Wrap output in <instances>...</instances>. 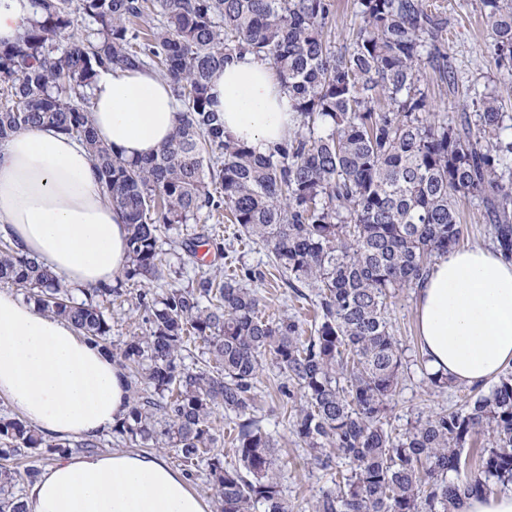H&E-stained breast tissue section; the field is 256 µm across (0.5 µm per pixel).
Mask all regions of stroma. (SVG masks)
<instances>
[{"label":"stroma","instance_id":"obj_1","mask_svg":"<svg viewBox=\"0 0 512 512\" xmlns=\"http://www.w3.org/2000/svg\"><path fill=\"white\" fill-rule=\"evenodd\" d=\"M430 2L448 21V55L456 69L460 89L454 93L435 86V76L430 71L426 72L425 78L432 85L437 110L447 113L449 121L453 122L463 110L462 87L472 83L493 85L501 81L503 75L486 50L490 32L475 8V0ZM162 241L164 249L177 253L181 259L179 271L167 275L166 283L187 287L195 285L198 271L202 268L220 276L232 263L254 266L266 273L258 290L264 297L267 315L275 317L288 313L305 321L312 320L311 302L295 299L291 290L282 284L269 252L240 238L237 225L228 222L225 216L217 214L189 221L187 227L177 226L165 233ZM388 317L404 355L402 385L389 413L393 427L401 431L417 416L461 407L463 391L454 386L443 390L430 388L415 364L420 354V340L413 290L400 292L391 299ZM280 381L277 368L266 367L258 390L257 414L280 442V476L292 512H312V505L326 477L315 465L308 449L292 433L286 419L274 411Z\"/></svg>","mask_w":512,"mask_h":512}]
</instances>
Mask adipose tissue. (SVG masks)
<instances>
[{"mask_svg":"<svg viewBox=\"0 0 512 512\" xmlns=\"http://www.w3.org/2000/svg\"><path fill=\"white\" fill-rule=\"evenodd\" d=\"M211 107L224 129L257 153L297 121L276 70L247 55L217 70ZM179 104L152 71L102 70L91 89L97 138L127 159L154 155L177 125ZM86 148L26 127L0 143V233L76 288L110 285L127 260L128 231L106 200ZM422 350L431 371L483 385L512 367V258L496 248L453 249L416 290ZM119 365L66 321L0 290V397L55 439L96 438L126 413ZM29 512H211L207 499L158 453L67 454L28 484Z\"/></svg>","mask_w":512,"mask_h":512,"instance_id":"adipose-tissue-1","label":"adipose tissue"}]
</instances>
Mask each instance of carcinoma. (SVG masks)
<instances>
[{
	"instance_id": "cac0c4a2",
	"label": "carcinoma",
	"mask_w": 512,
	"mask_h": 512,
	"mask_svg": "<svg viewBox=\"0 0 512 512\" xmlns=\"http://www.w3.org/2000/svg\"><path fill=\"white\" fill-rule=\"evenodd\" d=\"M40 19L14 44L0 43V142L41 125L88 148L107 200L128 227L129 261L116 284L81 301L36 259L0 239V285L23 291L128 371L142 394L115 430L168 448L189 468L207 467L218 512H290L278 477V440L255 415L266 356L286 381L278 392L293 434L336 470L314 512H453L463 493L512 484V372L462 409L419 417L404 432L388 420L403 356L388 300L414 288L463 235L459 206L477 203L497 248L512 256V0H476L489 50L510 76L469 87L471 111L456 122L435 112L423 69L441 84L448 22L428 0H353L358 26L330 45L334 0H33ZM245 53L269 61L293 94L298 123L261 155L224 132L208 95L212 72ZM151 69L180 104L172 138L148 158L126 161L97 140L87 89L99 69ZM270 252L298 299L314 295L310 334L286 314L266 319L240 267L197 286L143 291L135 310L146 332L116 348L112 301L123 282H157L171 267L161 232L219 210ZM311 289V294L302 289ZM202 364L188 367L190 342ZM233 423L239 465L213 452L215 409ZM486 437L480 473L454 481L464 449ZM20 417L0 415V458L24 449L63 454ZM20 473L0 466V512H27Z\"/></svg>"
}]
</instances>
